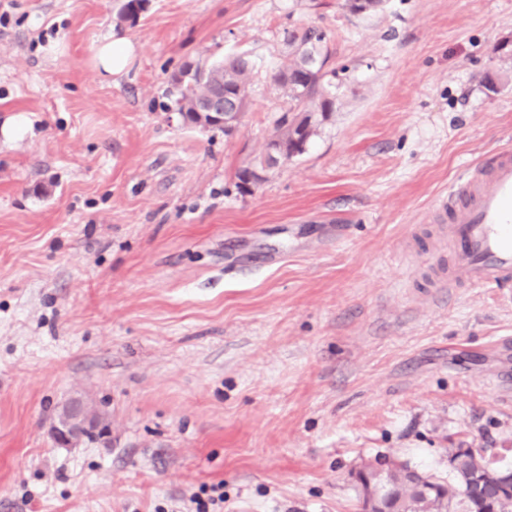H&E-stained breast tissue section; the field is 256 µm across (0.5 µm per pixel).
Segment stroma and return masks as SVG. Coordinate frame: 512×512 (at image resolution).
<instances>
[{
	"label": "stroma",
	"mask_w": 512,
	"mask_h": 512,
	"mask_svg": "<svg viewBox=\"0 0 512 512\" xmlns=\"http://www.w3.org/2000/svg\"><path fill=\"white\" fill-rule=\"evenodd\" d=\"M121 2L0 0V512H186L219 483L223 512H358L380 455L512 464V305L437 289L430 219L512 150V0ZM293 24L326 33L337 110L244 193ZM108 36L135 47L110 77ZM239 51L233 135L184 125L172 72ZM72 397L106 439L55 443Z\"/></svg>",
	"instance_id": "35a3bbf8"
}]
</instances>
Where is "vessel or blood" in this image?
<instances>
[{
	"instance_id": "obj_1",
	"label": "vessel or blood",
	"mask_w": 512,
	"mask_h": 512,
	"mask_svg": "<svg viewBox=\"0 0 512 512\" xmlns=\"http://www.w3.org/2000/svg\"><path fill=\"white\" fill-rule=\"evenodd\" d=\"M453 247L449 287L492 289L512 304V152L479 163L435 204Z\"/></svg>"
}]
</instances>
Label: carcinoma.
<instances>
[{"label":"carcinoma","instance_id":"1","mask_svg":"<svg viewBox=\"0 0 512 512\" xmlns=\"http://www.w3.org/2000/svg\"><path fill=\"white\" fill-rule=\"evenodd\" d=\"M147 0H124L117 13L118 21L135 23ZM283 42L289 63L273 70L271 79L287 100V108L276 119L267 143L279 142L292 158L305 152L302 144L309 142L320 125L336 111V97L327 91L336 71L326 70L331 52L325 32L314 27L291 26L283 30ZM255 62L246 53L230 54L207 63L183 64L170 76L175 89L173 109L183 116L186 125L211 128L207 119L198 114V105L216 91L224 92L227 109L246 111L250 92L247 76ZM275 165L263 154L236 173L237 188L246 190L257 170ZM491 456L480 451L457 449L449 459L448 478L422 473L424 483L437 486V494L425 495L412 484L407 475L408 465L391 463L381 474L379 485L390 492V503L398 512H512V494L506 499L488 498L477 494L466 475L484 469Z\"/></svg>","mask_w":512,"mask_h":512}]
</instances>
